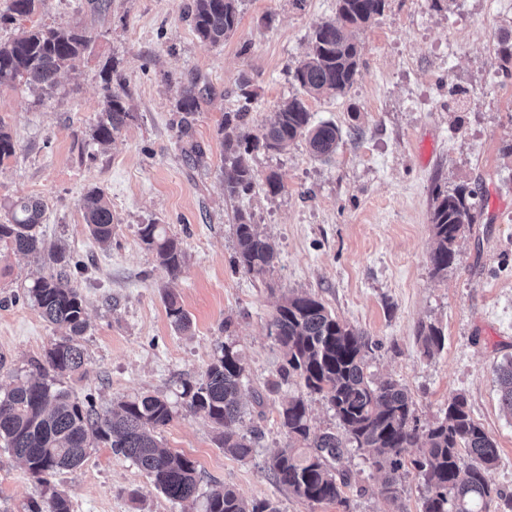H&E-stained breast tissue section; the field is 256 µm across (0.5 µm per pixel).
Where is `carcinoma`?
Instances as JSON below:
<instances>
[{
	"mask_svg": "<svg viewBox=\"0 0 512 512\" xmlns=\"http://www.w3.org/2000/svg\"><path fill=\"white\" fill-rule=\"evenodd\" d=\"M239 0H192L189 9L199 38L220 44L239 23ZM46 0H11L8 20L32 15ZM385 6V0H337L336 16L313 32L306 57L296 67L294 80L302 95L273 113V118L253 132L247 121L246 103L224 115L225 160L229 169L224 189L231 196L248 193L254 173L244 155L253 149L280 151L297 139L305 140L309 155L327 158L341 139L334 123L315 124L306 98H338L354 83L360 61L356 33L367 28ZM86 32L68 27L21 28L10 40L0 42V85L22 83L43 95L57 86L58 75L88 48ZM99 119L92 127L93 143L105 145L127 123L135 119L124 100L121 78L105 79ZM208 87L185 88L176 109L182 113L179 132L186 136L193 116ZM13 136L0 121V159L15 153ZM86 228L100 246L112 243V209L101 191H88L80 202ZM473 203L464 192L436 196L431 223L435 245L430 253L434 272L448 270L457 260L455 249L465 225L473 223ZM44 203L38 198L17 199L10 216L0 223V243L14 253L37 255L44 250L38 226ZM142 242L173 276L182 267L183 249L161 224H142ZM235 264L256 276L271 266L275 249L255 224L239 219L235 225ZM49 256L62 269L39 277L28 288V297L51 324L68 330L52 344L40 369L64 375L77 371L84 362L80 337L87 322L83 299L66 268H81V261L57 247ZM168 315L174 327L187 332L191 322L177 300L168 298ZM269 335L285 353L279 376L286 383L297 378L311 394H319L335 411L342 433L318 432L310 425L304 399L294 396L281 403L280 427L288 436V447L271 455L267 467L274 480L297 497L311 503H346L343 488L347 471L341 469L344 443L367 453L366 460L383 478L378 494L400 506L401 472L413 467L426 488L419 512H487L492 489L487 471L498 460L492 437L474 421L466 398L457 394L448 400L444 416L421 429L413 416L408 390L395 380L377 382L368 372V354L376 346L363 331L340 322L318 298L289 295L267 323ZM445 336L436 327L424 333V354L443 348ZM501 406L512 414V360L494 370ZM245 367L229 345L196 382L182 385L181 397L192 414L205 416L218 431V444L238 459L253 453L256 429L246 430L240 405ZM173 418L169 402L154 395H141L99 412L92 403L83 404L67 392L42 380H21L0 395V442L9 448L36 479L79 467L88 450L98 442L131 460L153 481L157 490L174 501H186L198 491L197 470L185 455L165 448L156 433ZM420 445L419 456L407 459V449ZM48 510L39 503L30 512H71L67 495L54 491ZM205 512H279L269 500L248 502L234 490L216 487L205 499Z\"/></svg>",
	"mask_w": 512,
	"mask_h": 512,
	"instance_id": "cac0c4a2",
	"label": "carcinoma"
}]
</instances>
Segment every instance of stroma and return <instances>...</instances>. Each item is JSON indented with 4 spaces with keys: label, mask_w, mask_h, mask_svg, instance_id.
<instances>
[{
    "label": "stroma",
    "mask_w": 512,
    "mask_h": 512,
    "mask_svg": "<svg viewBox=\"0 0 512 512\" xmlns=\"http://www.w3.org/2000/svg\"><path fill=\"white\" fill-rule=\"evenodd\" d=\"M191 0H48L20 24L0 23V41L19 28L78 27L92 41L56 93L40 100L25 86L0 85V121L16 152L0 160V222L13 201L35 197L46 212L47 243L65 244L86 263L75 284L88 327L78 371L53 379L81 402L107 409L143 393L171 403L161 442L188 456L198 497L174 502L108 443L81 466L39 482L0 446V512H29L63 491L73 512H203L207 492L224 486L280 512H396L377 493L380 473L345 448L346 504H311L279 486L264 462L288 437L278 408L303 395L315 430H338L329 404L281 383V347L267 322L283 295L320 298L336 317L378 344L369 370L405 385L420 426L442 418L451 396L464 395L472 418L495 440L498 460L487 479L512 498V416L500 406L494 369L512 359V75L501 46L512 43V0H387L360 35V62L347 95L309 100L313 123L331 122L342 139L329 160L310 157L305 141L251 151L249 193L224 190L220 126L242 93L253 99V127L288 98L317 24L334 18L336 0H239V24L220 45L202 41L188 17ZM117 68L136 118L112 144L90 140L104 80ZM208 84L190 139L178 132L181 91ZM285 189L266 191L268 176ZM100 189L112 207V243L90 237L79 203ZM475 195V220L457 242L458 260L433 273L431 213L437 193ZM276 244L263 275L233 263L239 219ZM163 224L186 260L170 274L138 234ZM49 256L22 258L0 245V388L38 377L37 361L59 339L27 297L38 276L56 273ZM175 296L192 321L177 331L166 311ZM445 335L423 353L420 332ZM244 362L245 423L260 439L250 458L217 444L203 416L182 406L183 382L200 379L223 345Z\"/></svg>",
    "instance_id": "35a3bbf8"
}]
</instances>
